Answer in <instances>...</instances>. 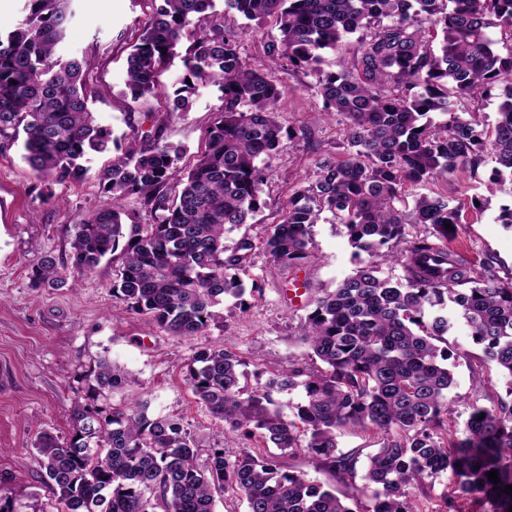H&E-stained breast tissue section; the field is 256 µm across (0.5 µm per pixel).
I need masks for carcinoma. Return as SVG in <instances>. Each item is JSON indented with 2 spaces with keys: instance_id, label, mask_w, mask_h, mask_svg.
I'll return each instance as SVG.
<instances>
[{
  "instance_id": "carcinoma-1",
  "label": "carcinoma",
  "mask_w": 512,
  "mask_h": 512,
  "mask_svg": "<svg viewBox=\"0 0 512 512\" xmlns=\"http://www.w3.org/2000/svg\"><path fill=\"white\" fill-rule=\"evenodd\" d=\"M24 2L19 22L0 21V151L19 148L44 204L60 202L52 185L84 180L88 155H112L98 175L106 202L70 227L65 262L45 254L30 263L34 287L62 288L108 260L112 297L181 338L224 326L217 306L225 300L249 307L260 288L240 271L255 244L244 235L229 246L227 234L255 223L266 179L260 162L295 135L279 121L277 79L248 63L224 30L230 13L258 26L273 22L278 36L269 53L312 77L324 107L345 119L346 158L318 164L282 220L263 230L261 245L277 263L302 265L311 258V227L326 211L353 247L374 258L312 300L293 336L308 349L304 360L250 373L226 347L192 355L185 381L224 422L229 441L211 449L204 466L182 423L150 414L149 400L99 407L100 398L137 380L106 358L96 361L67 438L43 433L33 444L56 512H215L214 493L227 489L245 498L247 512H418L413 489L442 473L449 474L446 512H458L462 499L508 512L512 401H473L465 438L448 437V314L464 321L512 396V277L478 269L448 247L465 232L448 199L400 204L405 186L461 167L490 161L492 177L512 172V52L501 56L490 35L497 29L512 42V0H224L220 11L217 0H151L150 17L127 47L125 97L137 103L160 93L159 78L177 58L184 74L169 111H190L200 83L222 93L205 150L188 169L178 167L185 148L164 136L158 119L143 132L129 113L134 138L125 144L97 121L87 55L63 50L75 0ZM424 17L433 20L430 32ZM357 31L352 59L324 69L323 53ZM460 98L500 99L492 129L455 112ZM432 113L448 119L435 122ZM131 196L151 223L125 210ZM420 224L426 235L408 237L407 226ZM392 261L404 278L383 274ZM296 387L304 398L288 416L273 394ZM347 425L380 435L361 475L359 451L337 443L336 430ZM256 435L277 452L234 450ZM299 455L346 486L362 477L375 486L370 501L350 504L335 486L278 461ZM491 470L500 482L489 481Z\"/></svg>"
}]
</instances>
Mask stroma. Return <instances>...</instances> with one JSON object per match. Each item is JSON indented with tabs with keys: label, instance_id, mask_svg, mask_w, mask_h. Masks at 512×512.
I'll use <instances>...</instances> for the list:
<instances>
[{
	"label": "stroma",
	"instance_id": "obj_1",
	"mask_svg": "<svg viewBox=\"0 0 512 512\" xmlns=\"http://www.w3.org/2000/svg\"><path fill=\"white\" fill-rule=\"evenodd\" d=\"M150 13V0H77L65 45L68 51L87 55L95 89L92 108L99 123L121 137L128 132L130 111L166 116L165 135L186 146L183 162L189 165L204 147L205 132L222 105L221 93L211 85L198 86L190 112L168 114L165 97L183 75L177 60L161 76L164 94L136 104L123 97V36L137 32ZM224 25L238 33L243 57L263 63L278 80L284 90L280 120L297 134L262 160L264 207L255 224L229 234L234 242L245 235L256 237L263 226L278 223L291 190L313 174L321 159L342 156L343 122L324 107L308 77L269 55L268 46L277 35L272 24L244 30L228 18ZM107 162L103 155L91 157L83 182L53 185L61 202L50 206L36 199L35 175L20 152L0 153V376L9 381L0 392V476L6 479L1 487L13 497L16 512H49V482L36 467L32 444L43 432L67 437L71 411L86 399L84 376L95 359L107 357L137 379L135 385L111 393L108 404H129L148 393L152 413L181 420L200 457H207L225 438L222 422L197 403L184 380L194 351L225 343L250 365L268 369L301 358L304 349L290 336L311 299L334 290L369 259L368 254H356L344 227L323 213L312 228L310 262L288 268L255 249L244 277L255 280L261 291L250 307L225 311L223 328L212 327L190 338L166 335L148 316L122 311L112 297L108 262L93 274L70 279L65 288H33L28 275L32 260L47 253L65 259L70 225L102 203L98 174ZM490 174L487 163L475 171L464 168L407 186L406 197L444 196L460 207L466 231L451 241V248L478 261L493 257L498 275L507 278L512 276V228L501 224L498 215L501 206L512 203V177L493 184ZM449 340L455 351L453 419L461 425L472 400L487 394L505 396L506 385L494 366L478 367V350L463 325H456Z\"/></svg>",
	"mask_w": 512,
	"mask_h": 512
}]
</instances>
